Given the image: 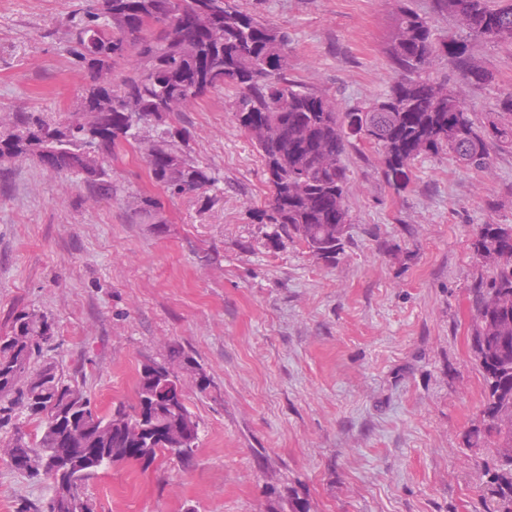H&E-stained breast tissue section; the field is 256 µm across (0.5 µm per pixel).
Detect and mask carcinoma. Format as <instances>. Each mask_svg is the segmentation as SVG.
I'll return each instance as SVG.
<instances>
[{
	"label": "carcinoma",
	"mask_w": 512,
	"mask_h": 512,
	"mask_svg": "<svg viewBox=\"0 0 512 512\" xmlns=\"http://www.w3.org/2000/svg\"><path fill=\"white\" fill-rule=\"evenodd\" d=\"M433 11L454 18L459 37L437 42L428 17L409 9L395 13L388 55L396 74L373 101L340 111L336 99L288 78V33L259 22L235 0H84L64 22L71 53L86 74L77 111L62 121L20 112L0 121V159L34 156L48 170L84 179L112 193L106 164L125 146L150 142L152 180L173 196L205 191L217 178L183 149L190 136L171 125L164 102L183 100L186 111L211 91H234L241 129L265 114L272 131L255 141L272 195L257 211L278 244L296 238L316 259L332 264L348 232L347 150L377 149L386 182L399 191L420 156L448 155L478 172L492 168V146L512 149V90L501 93L494 117L483 125L453 91L423 77L443 56L474 85L493 76L476 64L470 38L512 45V0H433ZM94 136L95 156L85 151ZM473 255L492 265V277L472 289V352L484 382L480 424L467 437L470 450L491 456L484 463V512H512V225L482 224ZM48 321L34 314L14 318L13 334L0 336V412L13 421L0 436V451L14 466L50 481L48 512H92L87 496L68 503L61 479L86 483L102 467L125 461L150 464L167 453L190 463L199 422L188 408L181 378L170 364L144 366L131 409L90 412L77 381L54 366L34 367L33 356L49 342ZM39 421L35 438L25 424ZM105 434L92 468L49 467L63 448H86Z\"/></svg>",
	"instance_id": "1"
}]
</instances>
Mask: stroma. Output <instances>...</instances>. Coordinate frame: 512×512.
<instances>
[{
  "instance_id": "obj_1",
  "label": "stroma",
  "mask_w": 512,
  "mask_h": 512,
  "mask_svg": "<svg viewBox=\"0 0 512 512\" xmlns=\"http://www.w3.org/2000/svg\"><path fill=\"white\" fill-rule=\"evenodd\" d=\"M80 0H0V119L75 109L85 72L62 23ZM290 36L289 73L346 109L386 93L398 7L457 33L431 0H236ZM494 81L477 87L447 60V82L476 119L512 89V46L473 41ZM172 125L218 183L172 197L141 150L109 165L111 195L37 160L0 161V336L15 315L46 317L39 363L74 377L92 405L136 401L150 361L174 369L200 424L190 465L158 455L86 485L95 512H266L298 492L310 512H481L482 455L467 450L484 381L472 347L470 290L491 274L472 257L479 224H512V149L488 172L421 157L390 187L374 149H349V228L328 266L298 240L267 241L254 213L270 187L238 126L233 92L209 93ZM154 197L153 214L141 199ZM52 491L0 456V512L46 507Z\"/></svg>"
}]
</instances>
